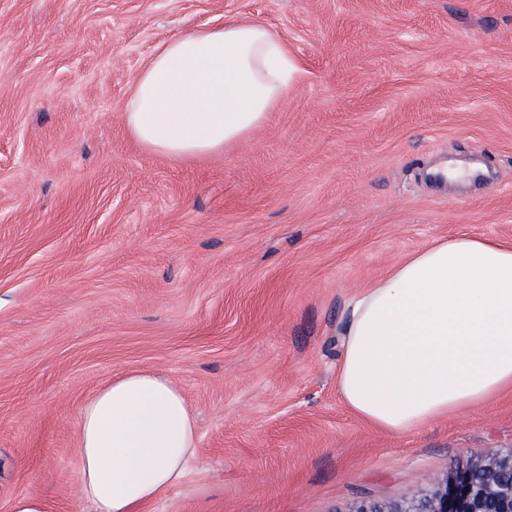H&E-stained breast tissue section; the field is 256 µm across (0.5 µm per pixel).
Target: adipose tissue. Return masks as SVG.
Returning <instances> with one entry per match:
<instances>
[{"label": "adipose tissue", "mask_w": 512, "mask_h": 512, "mask_svg": "<svg viewBox=\"0 0 512 512\" xmlns=\"http://www.w3.org/2000/svg\"><path fill=\"white\" fill-rule=\"evenodd\" d=\"M297 71L262 24L197 28L149 61L126 128L172 160L215 155L265 125ZM337 385L353 413L392 435L512 390V246L465 236L435 243L354 295ZM196 439L169 381L143 372L112 381L78 419L83 499L91 512H146L183 482Z\"/></svg>", "instance_id": "adipose-tissue-1"}]
</instances>
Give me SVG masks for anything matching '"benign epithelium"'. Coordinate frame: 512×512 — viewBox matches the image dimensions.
<instances>
[{
    "label": "benign epithelium",
    "mask_w": 512,
    "mask_h": 512,
    "mask_svg": "<svg viewBox=\"0 0 512 512\" xmlns=\"http://www.w3.org/2000/svg\"><path fill=\"white\" fill-rule=\"evenodd\" d=\"M356 512H512V448L455 466L442 488L410 506L365 503Z\"/></svg>",
    "instance_id": "benign-epithelium-1"
}]
</instances>
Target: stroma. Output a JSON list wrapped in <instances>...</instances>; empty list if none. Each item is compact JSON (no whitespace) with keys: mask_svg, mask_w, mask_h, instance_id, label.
Wrapping results in <instances>:
<instances>
[{"mask_svg":"<svg viewBox=\"0 0 512 512\" xmlns=\"http://www.w3.org/2000/svg\"><path fill=\"white\" fill-rule=\"evenodd\" d=\"M232 19L299 62L268 124L139 146L150 59ZM462 234L512 244V0H0V512H89L78 417L132 372L197 420L148 512L407 505L512 448V394L397 436L337 386L349 300Z\"/></svg>","mask_w":512,"mask_h":512,"instance_id":"1","label":"stroma"}]
</instances>
